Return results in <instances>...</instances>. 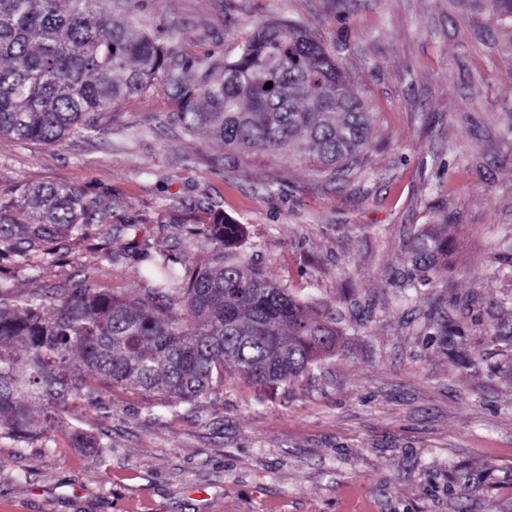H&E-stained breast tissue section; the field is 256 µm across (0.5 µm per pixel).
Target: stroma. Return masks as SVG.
I'll return each mask as SVG.
<instances>
[{
  "label": "stroma",
  "instance_id": "35a3bbf8",
  "mask_svg": "<svg viewBox=\"0 0 512 512\" xmlns=\"http://www.w3.org/2000/svg\"><path fill=\"white\" fill-rule=\"evenodd\" d=\"M136 19L207 63L257 24L304 21L371 112L368 144L333 175L232 153L171 121L159 85L100 132L1 139V197L73 185L112 221L23 264L0 253V288L142 297L140 249L195 272L212 252L192 227L237 224L240 255L332 317L338 352L263 392L225 375L194 406L108 390L98 448L72 438L82 407L45 438L2 436L0 512H512V25L486 0H140ZM423 230L446 239L435 271L454 289L409 288Z\"/></svg>",
  "mask_w": 512,
  "mask_h": 512
}]
</instances>
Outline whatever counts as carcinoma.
Listing matches in <instances>:
<instances>
[{
    "label": "carcinoma",
    "instance_id": "cac0c4a2",
    "mask_svg": "<svg viewBox=\"0 0 512 512\" xmlns=\"http://www.w3.org/2000/svg\"><path fill=\"white\" fill-rule=\"evenodd\" d=\"M137 3L0 0V138L51 144L97 132L123 99L160 79L178 106L174 120L231 152L288 154L334 174L367 144L372 113L304 24L258 25L220 72L190 83L195 63L137 24ZM26 209L35 220L16 217ZM111 221L112 208L61 184L0 200V241L31 246ZM239 235L224 225L211 261L187 280L165 252L141 250L155 273L142 298L84 281L48 305L1 290L0 436L41 437L73 406L97 409L103 391L128 383L158 405L192 404L226 372L273 386L336 356L332 322L236 256ZM442 252L440 237L414 238L418 286L431 287L426 272Z\"/></svg>",
    "mask_w": 512,
    "mask_h": 512
}]
</instances>
